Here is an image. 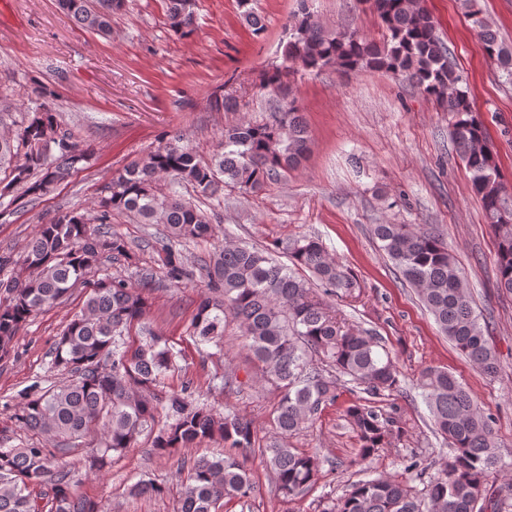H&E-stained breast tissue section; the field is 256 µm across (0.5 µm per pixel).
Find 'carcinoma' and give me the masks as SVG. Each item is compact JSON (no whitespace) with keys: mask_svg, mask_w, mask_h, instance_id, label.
Returning a JSON list of instances; mask_svg holds the SVG:
<instances>
[{"mask_svg":"<svg viewBox=\"0 0 512 512\" xmlns=\"http://www.w3.org/2000/svg\"><path fill=\"white\" fill-rule=\"evenodd\" d=\"M385 30L383 41L363 39L354 31H325L312 19L305 0L289 22L284 61L260 74L259 87L280 104L262 121L243 119L224 126L221 152L206 159L177 138L165 139L146 156L113 173L97 194L92 214L61 211L38 226L21 257L0 254V360L8 357L19 330L36 312L64 302L71 288H86L85 301L53 347V364L70 379L42 393L27 394L16 414L23 427L66 444L102 428L100 446L85 450L89 470L108 467L144 431L154 434L153 450L169 455L179 448L219 436L224 455L200 458L187 470L179 512H218L224 503L250 497L254 485L249 457L260 444L259 430L234 413L216 415L192 405L190 386L165 396L155 393L161 377L176 365L177 352L165 336L152 334L130 348L122 336L140 322L148 306L142 289L152 287L153 272L138 266L127 240L109 231L112 216L124 214L137 224H162L165 278L189 282L194 271L173 242L212 236V217L185 200L190 186L197 197L219 199L222 190L257 191L287 176L306 158L309 135L288 77L299 71L335 67L344 73L383 71L402 78L427 97L445 103L451 115L449 137L471 174L496 239L497 287L512 294V194L503 182L482 123L474 113L463 76L420 0H366ZM479 28L481 50L512 81V47L504 45L485 21L478 0H464ZM242 18L255 35L265 30L252 0H239ZM60 9L82 29L101 37L112 34V16L128 0H58ZM196 0H167L170 30L185 37L195 21ZM35 107L14 134L0 135V166L9 168L0 187V217L29 197L47 196L67 182L88 149L58 119L54 92L32 88ZM213 112H237L238 97L221 90L210 94ZM9 198L4 204L2 199ZM371 234L403 279L417 288L442 334L483 374L494 377L497 352L463 284V273L445 238L412 224H374ZM285 264L269 248L245 243L224 245L204 263L209 295L197 307L194 333L219 343L231 318L258 362L262 378L277 391L272 419L274 437L260 449L277 491L296 498L322 477L323 460L303 454L281 440L311 427L321 411L336 402L342 377L364 396L344 411L360 443L358 463L371 460L404 435L398 419L372 399L399 391L395 356L369 331L338 318L322 295L354 297L358 280L332 257L316 237L303 236L285 247ZM124 260L136 267L137 285L125 279L86 278L102 259ZM309 271L323 287L318 293L300 275ZM111 363V370L104 368ZM417 387L429 409L434 430L448 443V455L433 461L435 472L423 492L392 477L361 479L323 512H506V502L490 492L492 479H503L512 499V450L502 449L493 417L451 372L421 371ZM170 421L155 427L159 409ZM511 462H505V458ZM56 455L41 446L0 448V512H104L96 501L79 497Z\"/></svg>","mask_w":512,"mask_h":512,"instance_id":"obj_1","label":"carcinoma"}]
</instances>
